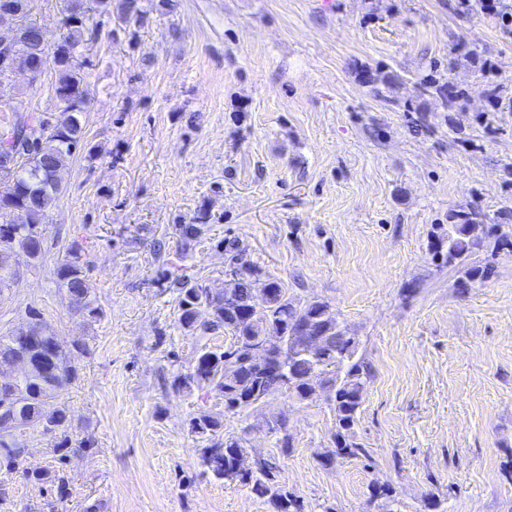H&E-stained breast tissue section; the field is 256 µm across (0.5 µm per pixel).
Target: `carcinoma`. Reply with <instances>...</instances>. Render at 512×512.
<instances>
[{"instance_id":"cac0c4a2","label":"carcinoma","mask_w":512,"mask_h":512,"mask_svg":"<svg viewBox=\"0 0 512 512\" xmlns=\"http://www.w3.org/2000/svg\"><path fill=\"white\" fill-rule=\"evenodd\" d=\"M167 5L169 0H159L156 5H148L146 0H93L85 8L82 0H69L64 20L66 34L51 52L41 41L39 26L29 19L30 0H0V28L14 31L13 56L24 67L40 64L53 70L51 92L55 100L52 112L39 110L23 93L8 101L0 100V134H12L9 154L14 163L13 171L0 170V294L14 284L13 254L21 251L35 263L44 261L38 226L63 190L56 174L85 148L82 117L87 104L82 70L75 58L86 36L97 31L96 15H114L124 26L135 28L142 26L152 11ZM33 120L42 122L45 128L32 141L27 127ZM210 220L211 214L200 210L190 223H179L175 229L183 244L189 245L202 237ZM488 234L489 229L478 221L476 211L463 207L454 210L448 213V229L438 235L437 254L448 265L459 264L484 247ZM226 250L232 253V270H224V291L219 296L202 293L186 275L172 280L162 275L167 287L177 291L178 321L187 333L205 337L223 331L232 336V342L224 349L200 352L192 371L176 376L175 387L188 392L204 388L218 391L224 397V412L237 413L284 389L299 400H307L317 381L334 391L338 425L334 456L369 457L354 436L370 378L367 363L358 355L356 338L338 323L327 302L313 299L298 306L277 281H265L269 294L265 304H260L253 284L260 280L262 270L250 261L236 266L241 253L239 243L228 242ZM87 270L83 249L74 242L56 267L57 284L74 314L96 321L101 318L102 309L87 286ZM201 308L209 314L203 322L198 321ZM29 316L37 320L36 328L24 331L19 326L0 336V364L21 358L29 365V371L16 381L13 402L0 409V459L9 466L16 463L20 450L6 436L17 424L40 429L47 420L52 437L56 438L54 451L71 445L67 430L69 409L59 398L77 379L78 369L41 313L32 308ZM308 324L330 336V344L319 352L305 346L303 328ZM258 336L270 344L268 361L262 365L250 360L251 341ZM190 432L205 443L201 455L204 472L249 486L258 496L269 498L276 512H303L297 497L276 489L275 469L269 464L250 474L240 473L238 466L247 454V439L225 435L224 417H195L190 422Z\"/></svg>"}]
</instances>
